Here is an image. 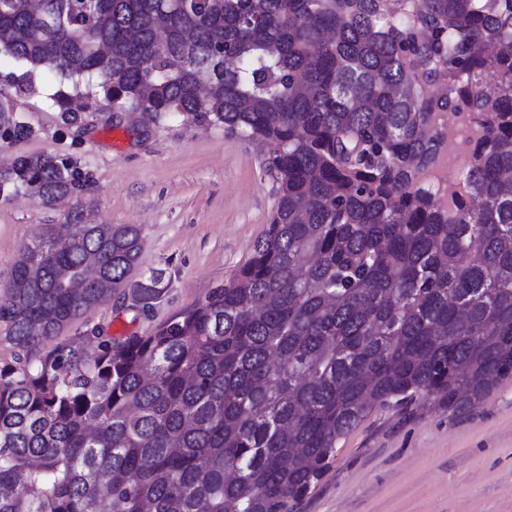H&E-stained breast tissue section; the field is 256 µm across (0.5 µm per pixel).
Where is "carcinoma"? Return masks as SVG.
<instances>
[{
  "label": "carcinoma",
  "mask_w": 512,
  "mask_h": 512,
  "mask_svg": "<svg viewBox=\"0 0 512 512\" xmlns=\"http://www.w3.org/2000/svg\"><path fill=\"white\" fill-rule=\"evenodd\" d=\"M0 0L18 95L154 121L179 113L270 147V224L232 278L149 336L56 338L125 293L136 224L72 216L23 247L0 304V512H298L376 407L454 414L512 377V0ZM108 45L104 59L100 47ZM209 78V96L196 91ZM474 115L454 208L418 183ZM33 134L0 125V141ZM71 161L0 162V197L84 186Z\"/></svg>",
  "instance_id": "1"
}]
</instances>
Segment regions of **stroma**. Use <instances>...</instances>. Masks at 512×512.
Here are the masks:
<instances>
[{"mask_svg":"<svg viewBox=\"0 0 512 512\" xmlns=\"http://www.w3.org/2000/svg\"><path fill=\"white\" fill-rule=\"evenodd\" d=\"M59 82L11 96L34 134L0 147V159L68 158L89 183L63 206L0 199V303L20 248L57 232L77 210L93 223L141 225L144 247L126 297L88 310L63 338L94 326L117 341L150 335L248 261L276 208V183L253 145L180 114L152 122L102 109L87 127L63 125L51 101ZM154 276L159 296L137 303L135 289ZM300 512H512V378L453 415L422 398L375 409L338 443Z\"/></svg>","mask_w":512,"mask_h":512,"instance_id":"35a3bbf8","label":"stroma"}]
</instances>
